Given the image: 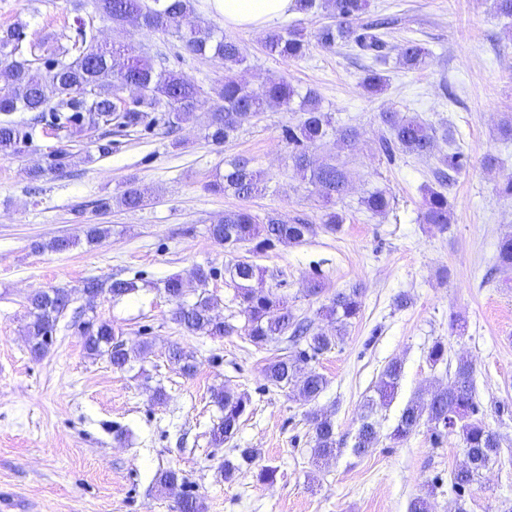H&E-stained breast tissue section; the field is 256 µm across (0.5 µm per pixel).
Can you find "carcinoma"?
Masks as SVG:
<instances>
[{"label":"carcinoma","instance_id":"obj_1","mask_svg":"<svg viewBox=\"0 0 512 512\" xmlns=\"http://www.w3.org/2000/svg\"><path fill=\"white\" fill-rule=\"evenodd\" d=\"M95 12L133 33L161 32L181 42L184 49L196 56L211 57L224 63V78L218 86L204 89L186 80L180 74L158 65L144 48L132 41L101 43L94 34L85 32L69 48H60L44 40L31 45L40 55L28 58L23 49V26L18 25L0 34V68L10 78V98L0 101V156H17L33 140L35 125L45 113L59 129L82 132L84 125L92 128L110 126L118 121L122 127H137L146 122L149 113L165 112L168 124L177 127L189 120L203 98L215 96L216 103L207 113L204 124L205 138L222 144L245 122L269 109L298 113L296 123L284 129L288 144L292 145L289 158L301 179L313 186L323 199L319 223L330 231L343 223V216L334 208L336 200L346 192L349 175L346 163L329 157L319 163L312 160V150L324 145L334 136L346 146L359 136L353 127L337 128L329 113L323 111L317 95L309 90L301 93L289 81L270 82L254 87L239 77L237 71L245 58L236 38L215 27L184 26L191 19L194 8L191 0H91ZM369 0H296V9L302 13H323L331 22L317 28L316 43L332 48L338 44L354 42L374 58L381 57L384 42L377 31L388 25L384 19L363 26L360 20L368 12ZM310 38L299 30L270 31L263 42L266 55L283 61H296L309 49ZM400 65L407 70H422L427 66V52L417 43L407 44L399 55ZM132 82L139 95L136 106L116 110V98L126 82ZM16 112L34 114V121L21 123L13 118ZM381 123L390 137L384 139L381 149L391 158L398 149L408 154L432 156L435 129L421 119L397 111L380 113ZM72 152L60 145L45 155L44 165L29 171L30 179L63 171L71 161ZM463 167L462 154L454 151L438 158L433 170L439 189L424 190L420 220L440 228L450 223L451 208L448 186L453 174ZM264 176L253 169L245 158L226 161L224 175L207 184L214 193H231L242 199L251 198L263 190ZM151 194L146 188L133 183L115 197L99 201L98 208L107 211L112 203L137 210L148 205ZM361 205L371 214L380 215L391 205V198L382 189L369 192ZM313 231V225L301 219H286L268 215L261 219L247 209H232L209 228L218 242L229 245L249 243L253 251L265 252L277 243H299ZM495 267L502 274L512 273V236L503 238L497 248ZM234 284L236 297L245 316L249 341L263 349L287 336L294 343L304 342L306 348L298 358L288 354L270 359L264 368L267 383L287 388L305 402L316 400L324 391L327 381L314 369L306 372L297 366V360L308 361L331 350L341 339L342 332L361 310L358 289L336 293L330 304L323 307L325 318L335 324V334L328 335L313 328L307 319H298L288 306V298L273 288H259L254 282L262 272L252 263L237 261L227 268ZM108 290L120 298L138 290L137 282L125 279L100 281L88 279L83 291L94 295ZM164 291L175 306L172 320L191 334L222 337L233 327L212 315L213 297L200 294L189 303L184 300L186 284L178 275L164 281ZM70 300L67 288L40 291L27 298V322L24 330L31 354L42 357L51 346L49 339L56 332L59 316ZM84 349L94 357L105 356L112 367L124 369L130 353L119 340L120 333L106 321H88L82 327ZM169 360L179 366L183 374L191 376L196 370L193 352L178 344L169 350ZM402 376L398 361H390L384 368L376 388L378 399H369L368 410L376 403L392 401ZM474 370L467 360H461L454 371L453 380L439 387L430 396L410 401L402 410L392 437L404 441L419 429L422 422L432 425V436L439 440L442 431L457 433L465 445V467L453 472L452 486L464 491L480 470L497 460L501 454L499 434L478 417L479 408L474 396ZM213 402L222 412L219 422L211 429V442L220 447L231 439L239 428L250 405L244 393L218 389L212 394ZM307 419L314 433L312 453L316 459L333 457L342 452V441L336 438L331 417L320 410L308 412ZM378 443V431L369 416H364L353 452L363 454ZM257 452L242 448L239 456L224 460V474L230 479L244 466L253 463ZM156 483L164 490L181 489L176 500V512H200L201 503L195 495L184 489V479L175 470L158 474Z\"/></svg>","mask_w":512,"mask_h":512}]
</instances>
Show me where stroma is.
Listing matches in <instances>:
<instances>
[{
    "label": "stroma",
    "mask_w": 512,
    "mask_h": 512,
    "mask_svg": "<svg viewBox=\"0 0 512 512\" xmlns=\"http://www.w3.org/2000/svg\"><path fill=\"white\" fill-rule=\"evenodd\" d=\"M80 17L92 21L99 39L134 40L203 87L224 75L175 37L131 36L79 0H0V32L21 25L27 36L62 48L76 38ZM367 17L389 20L383 59L349 43L313 45L300 60L283 62L264 53V32H233L246 58L242 79L253 86L285 79L314 90L336 127L358 130L351 146L331 138L317 151L346 161L351 173L336 202L344 218L337 231L318 224L322 200L293 168L283 133L296 116L282 110L264 112L216 145L202 133L211 108L206 102L172 133L160 122L112 132L106 157L96 147L101 129L72 135L43 123L24 154L0 157V512H172L174 495L154 481L166 469L184 476L204 512H409L419 496L427 498L429 512L512 506V276L487 277L499 242L512 235V200L498 194L502 178L512 174V139L499 132L512 114V19L497 15L492 0H371ZM409 41L428 52L427 68L399 66ZM372 68L387 79L376 96L362 86ZM389 108L435 128V156L400 152L386 160L379 142L387 129L378 115ZM449 133L461 138L464 166L449 190L451 221L442 230L421 223L420 212ZM66 144L76 154L73 164L31 184L29 170L49 148ZM235 156L264 173L262 194L240 199L207 191ZM488 156L495 160L490 170ZM130 180L152 192L151 205L97 210V200L118 195ZM377 188L392 197L382 216L360 204ZM238 208L303 218L314 232L264 253L247 243L215 241L210 225ZM87 224L106 225L109 233L66 252L39 250V243L78 235ZM239 260L260 267L262 287L278 289L296 316L326 332L332 324L322 306L336 292L359 289L358 317L335 347L309 363L328 381L314 405L264 380L267 359L298 348L284 339L263 349L250 343L226 271ZM199 268L214 271L204 291L215 299V314L232 325L229 335H191L171 319L164 281L177 275L193 282ZM91 278L134 280L139 290L120 300L106 291L89 298L81 289ZM315 280L324 283V293L306 296ZM55 287L71 289L72 303L37 359L24 335L26 298ZM400 294L409 298L402 309L394 304ZM89 319L111 323L130 351L148 344L146 359L117 370L107 358L90 357L81 336ZM437 340L447 345L448 362L433 366L427 354ZM175 343L194 352L193 376L170 363ZM395 358L403 366L397 393L370 414L379 443L356 455L365 403ZM461 359L474 366L486 424L505 442L498 460L459 495L451 488V475L465 460L458 434L436 442L424 425L398 442L391 433L408 401L448 385ZM222 387L247 394L251 404L234 438L216 448L209 435L219 415L212 392ZM158 390L165 395L160 403L153 400ZM313 407L335 424L343 442L337 457H311L307 414ZM237 448L257 449L258 456L247 473L229 481L221 466ZM265 466L278 470L273 484L256 478Z\"/></svg>",
    "instance_id": "1"
}]
</instances>
